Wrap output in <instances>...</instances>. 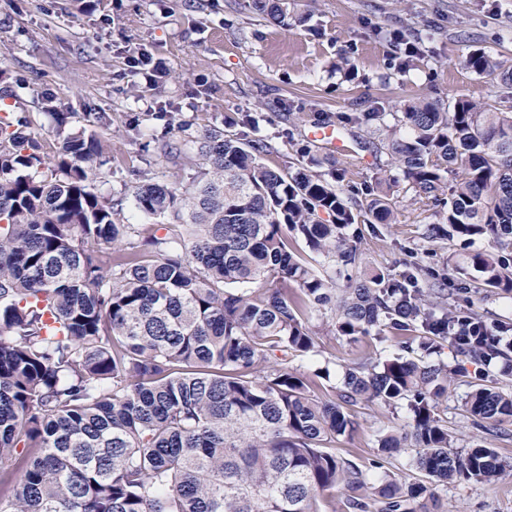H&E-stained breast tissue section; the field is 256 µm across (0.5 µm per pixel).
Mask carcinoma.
<instances>
[{"label":"carcinoma","instance_id":"cac0c4a2","mask_svg":"<svg viewBox=\"0 0 512 512\" xmlns=\"http://www.w3.org/2000/svg\"><path fill=\"white\" fill-rule=\"evenodd\" d=\"M296 0H248L283 23ZM404 48L406 72L422 57ZM461 65L512 84V71L475 49ZM357 112L309 116L377 135L423 206L430 242L466 252L448 272L416 276L364 269L359 222H397L373 188L339 189L346 169L292 175L260 161L264 144L220 130L177 127L200 163L190 181L143 175L122 198L95 187L94 161L111 152L72 112H51L58 141L46 148L27 115L0 117V512H320L344 486L350 512H429L433 490L460 480L493 483L495 449L455 447L440 417L457 370L397 356L346 369L337 397L315 393L328 368L309 374L314 310L334 312L338 335L407 337L425 355L484 315L461 296L512 295V106L459 96L405 99L397 112L355 98ZM364 200H358L359 195ZM131 200L154 224H127ZM499 323L457 357L512 363ZM406 403L410 429L378 436L361 460L331 445L359 427L357 408ZM472 426L512 422V393L483 373L465 403ZM416 476L368 469L405 450Z\"/></svg>","mask_w":512,"mask_h":512}]
</instances>
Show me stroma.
Here are the masks:
<instances>
[{"instance_id":"1","label":"stroma","mask_w":512,"mask_h":512,"mask_svg":"<svg viewBox=\"0 0 512 512\" xmlns=\"http://www.w3.org/2000/svg\"><path fill=\"white\" fill-rule=\"evenodd\" d=\"M396 30L429 52L413 70L393 65ZM139 46L167 66L155 86L127 75L128 51ZM477 48L512 68V0H300L285 27L240 11L235 0H0V114L27 112L42 142L50 144L57 140L56 127L42 100L72 113L76 129L106 114L112 159L98 167L95 185L116 197L143 172L191 177L188 160H169L161 152L184 122L198 131L218 127L263 140L268 149L261 161L294 173L308 164L300 147L313 128L289 131L284 111L348 112L361 95L388 112L410 96H512L511 86L461 67V59ZM345 55L355 60L353 72L335 67ZM242 112L260 114L258 129L236 124ZM339 138L342 149L319 145L316 155L345 166V181L355 188L384 183L399 213L395 224L364 227V261L397 275L415 261L426 269L453 262V246L423 241L424 225L439 218L424 210L401 171L366 147L363 132ZM331 323L329 315L312 312L318 350L295 358L294 366L306 372L329 366L338 385L345 368L363 358L378 364L405 353L402 339L353 344L335 335ZM462 368L439 413L458 446L481 442L497 448L508 467L491 485L437 487L436 506L439 512H512V434L472 428L465 400L480 367L466 362ZM358 421L352 437L337 439L338 454L374 457L380 431L406 428L409 416L405 405L371 403L359 408Z\"/></svg>"}]
</instances>
